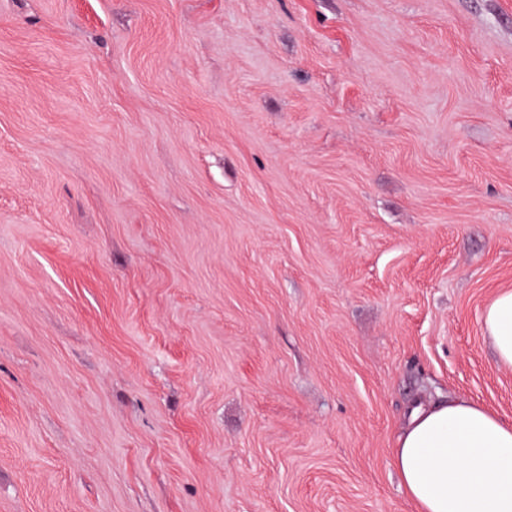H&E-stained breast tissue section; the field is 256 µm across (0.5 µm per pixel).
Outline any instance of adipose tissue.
Returning <instances> with one entry per match:
<instances>
[{
	"label": "adipose tissue",
	"instance_id": "adipose-tissue-1",
	"mask_svg": "<svg viewBox=\"0 0 512 512\" xmlns=\"http://www.w3.org/2000/svg\"><path fill=\"white\" fill-rule=\"evenodd\" d=\"M483 328L512 367V290L499 293ZM395 466L417 512H512V422L456 399L415 409Z\"/></svg>",
	"mask_w": 512,
	"mask_h": 512
}]
</instances>
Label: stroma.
<instances>
[{"mask_svg": "<svg viewBox=\"0 0 512 512\" xmlns=\"http://www.w3.org/2000/svg\"><path fill=\"white\" fill-rule=\"evenodd\" d=\"M509 289L512 0H0V512H415Z\"/></svg>", "mask_w": 512, "mask_h": 512, "instance_id": "stroma-1", "label": "stroma"}]
</instances>
